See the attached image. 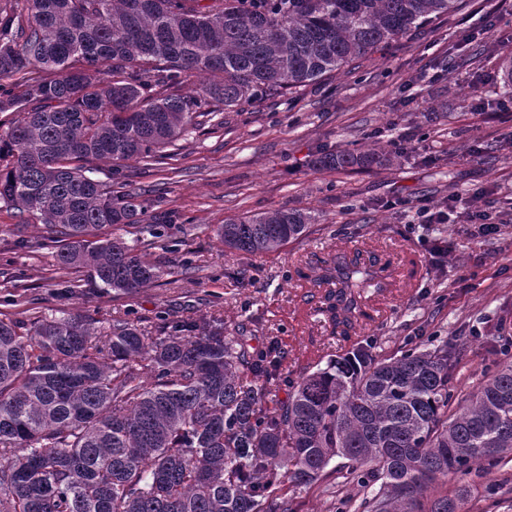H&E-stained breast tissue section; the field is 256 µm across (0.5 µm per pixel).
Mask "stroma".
Wrapping results in <instances>:
<instances>
[{
  "mask_svg": "<svg viewBox=\"0 0 512 512\" xmlns=\"http://www.w3.org/2000/svg\"><path fill=\"white\" fill-rule=\"evenodd\" d=\"M512 0H467L455 15L425 25L388 50L368 54L292 93L244 104L223 124L199 127L178 143L170 167L140 174L148 213L173 214L155 230L166 274L158 286L127 295L70 292L44 228L0 202V313L13 318L88 313L107 326L128 311L147 330L212 312L249 350L277 337L293 382L352 345L394 354L435 336L459 357L456 386L476 390L488 370L512 363ZM386 153L385 167L316 169L322 152ZM482 194L499 230L481 236L461 211L435 225L447 240L442 266L429 262L412 209L445 208L451 196ZM299 209L314 215L306 236L275 253L245 255L213 232L225 218ZM370 244L394 274L372 319L348 337L333 333L310 301L300 261L318 262ZM196 271L185 274L183 260ZM20 274V283L2 270ZM335 488L285 489L296 512H336Z\"/></svg>",
  "mask_w": 512,
  "mask_h": 512,
  "instance_id": "obj_1",
  "label": "stroma"
}]
</instances>
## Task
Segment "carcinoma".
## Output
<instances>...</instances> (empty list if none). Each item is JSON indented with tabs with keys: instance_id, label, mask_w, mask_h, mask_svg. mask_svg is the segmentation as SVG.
Wrapping results in <instances>:
<instances>
[{
	"instance_id": "1",
	"label": "carcinoma",
	"mask_w": 512,
	"mask_h": 512,
	"mask_svg": "<svg viewBox=\"0 0 512 512\" xmlns=\"http://www.w3.org/2000/svg\"><path fill=\"white\" fill-rule=\"evenodd\" d=\"M462 0H11L0 7V202L43 224L56 262L95 288H149L163 267L117 225L144 232V191L93 163L153 166L204 117L316 82ZM196 73L208 82L186 88ZM389 157L325 153L318 168ZM299 210L228 218L246 254L305 235ZM299 276L343 331L385 284L363 250ZM284 352L250 351L212 314L151 336L117 311L0 318V512H295L289 482L355 484L336 512H461L469 489L432 484L512 462V364L467 397L442 341L389 358L357 345L272 402ZM344 465L328 469L334 458Z\"/></svg>"
}]
</instances>
